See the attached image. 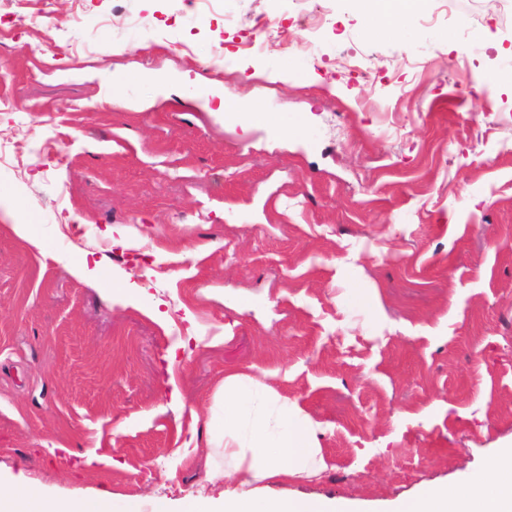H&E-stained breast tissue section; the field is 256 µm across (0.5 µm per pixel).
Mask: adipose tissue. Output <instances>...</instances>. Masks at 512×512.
Wrapping results in <instances>:
<instances>
[{
    "instance_id": "adipose-tissue-1",
    "label": "adipose tissue",
    "mask_w": 512,
    "mask_h": 512,
    "mask_svg": "<svg viewBox=\"0 0 512 512\" xmlns=\"http://www.w3.org/2000/svg\"><path fill=\"white\" fill-rule=\"evenodd\" d=\"M206 434L218 441L215 479H304L324 466L312 422L249 376H225L224 396L209 415ZM0 512H112V500L107 494L55 496L18 475L0 478ZM181 512H353V507L345 501L232 490L219 498L188 500ZM391 512H512V448L492 456L485 470L460 485L426 487L395 502Z\"/></svg>"
}]
</instances>
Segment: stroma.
Wrapping results in <instances>:
<instances>
[{"label":"stroma","mask_w":512,"mask_h":512,"mask_svg":"<svg viewBox=\"0 0 512 512\" xmlns=\"http://www.w3.org/2000/svg\"><path fill=\"white\" fill-rule=\"evenodd\" d=\"M86 5L91 55L74 0L0 26V142L27 165L0 167V474L116 512L220 496L228 373L315 427L324 469L267 492L385 512L482 471L512 441V0L404 41L335 0L313 50L299 0ZM83 254L139 300H104Z\"/></svg>","instance_id":"stroma-1"}]
</instances>
